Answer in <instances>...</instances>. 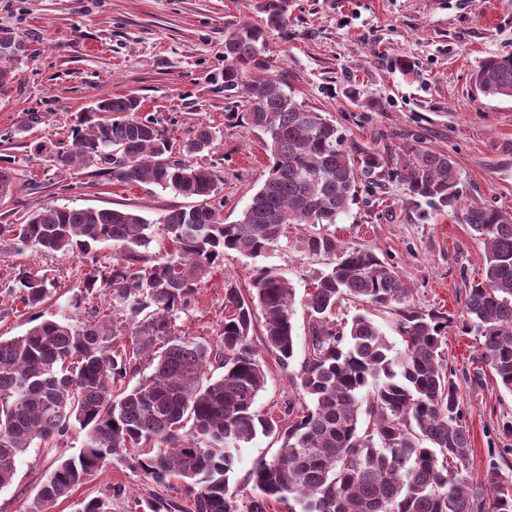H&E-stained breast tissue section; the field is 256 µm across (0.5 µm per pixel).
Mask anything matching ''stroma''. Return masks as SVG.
Returning <instances> with one entry per match:
<instances>
[{
    "instance_id": "1",
    "label": "stroma",
    "mask_w": 512,
    "mask_h": 512,
    "mask_svg": "<svg viewBox=\"0 0 512 512\" xmlns=\"http://www.w3.org/2000/svg\"><path fill=\"white\" fill-rule=\"evenodd\" d=\"M262 0H0V30L27 46L10 62L12 82L0 98V159L18 173L10 199L0 201V225L22 224L39 207L132 210L160 222L168 210L192 199L146 184H126L75 164L60 170L49 157L71 142L78 113L97 101L132 95L138 113L161 119L174 143L193 137L198 125L215 132L211 151L194 157L218 179L211 199L225 223L236 222L268 175L270 152L263 135L240 126L234 113L241 98L224 92V31L231 23H260ZM287 25L269 31L264 55L272 74L287 82L304 107L324 112L356 143L382 153L413 141L450 155L468 198L512 211V100L484 97L472 74L489 56L512 54V0H287ZM410 60L402 73L400 60ZM341 241L376 253L410 287V302L447 313L444 350L457 373H474L479 357L473 336L462 334L467 289L484 268V245L468 225L447 216L420 218L404 185L388 179L377 191L363 189L359 202L335 226ZM252 259L232 253L207 277L188 313L177 321L180 335L214 343L224 322V285L250 284ZM291 281L295 350L292 369L306 356L310 276L322 259L303 252L295 239L262 257ZM91 269L83 255L18 247L0 233V337L23 335L29 314L8 288L25 271L46 274L58 287L48 315L86 320L110 299L87 293ZM266 385L254 408L278 414L297 392L273 355L261 352ZM290 368V369H291ZM464 424L475 465L494 450L511 446L499 432L512 420V395L492 376L462 390ZM82 432L57 448L29 451L14 482L0 489V512H28L60 456L78 452ZM280 443L257 435L238 452L230 480L246 505L253 467L272 460ZM121 487L126 501L116 512H153L157 500L188 504L179 480L159 485L131 463L111 460L53 512H78L82 502Z\"/></svg>"
}]
</instances>
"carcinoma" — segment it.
<instances>
[{
    "label": "carcinoma",
    "mask_w": 512,
    "mask_h": 512,
    "mask_svg": "<svg viewBox=\"0 0 512 512\" xmlns=\"http://www.w3.org/2000/svg\"><path fill=\"white\" fill-rule=\"evenodd\" d=\"M286 0H267L265 24H233L224 37V91L246 99L238 117L267 138L268 176L242 217L226 224L209 200L213 172L192 164L211 150L214 133L201 124L168 156L172 144L157 120L137 115L138 100L117 96L81 113L72 147L52 162L60 167L101 165L118 182L155 185L198 200L168 211L155 225L130 211L45 206L24 224H4L23 246L90 256L88 292L111 297L123 318L72 323L47 318L42 307L56 285L24 272L12 286L32 312L21 336L0 339V488L12 484L20 458L32 448L64 444L84 431L78 454L59 460L29 512H51L111 459L132 465L157 484L186 483L191 504L163 502L158 512H240L230 491L236 452L258 434L280 442L277 456L256 465L246 512H512V448L475 467L462 425V394L442 343L443 312L410 304L395 268L372 251L340 241L329 230L355 204L359 183L389 177L405 185L410 203L459 217L484 245V271L468 288L463 334H474L479 363L512 393V214L463 199L460 173L448 155L422 145L389 156L349 139L323 113L305 110L283 80L267 73L261 44L267 30L286 23ZM26 46L0 32V59L25 56ZM487 97L512 99V55L489 57L474 73ZM16 173L0 166V200L13 195ZM297 230L304 252L325 260L312 278L307 357L292 383L309 402L288 401L280 420L254 410L266 373L249 341L261 314V342L287 370L294 355L292 284L256 266L250 288L224 286L219 342L175 335L207 276L229 252L253 260ZM162 238L170 250L149 254ZM114 254L92 252L98 244ZM344 300L398 316L403 347L393 348L368 313L336 320ZM131 336L128 347L115 345ZM152 372L131 387L144 361ZM222 373L214 375V370ZM122 491L83 504L81 512H112Z\"/></svg>",
    "instance_id": "1"
}]
</instances>
